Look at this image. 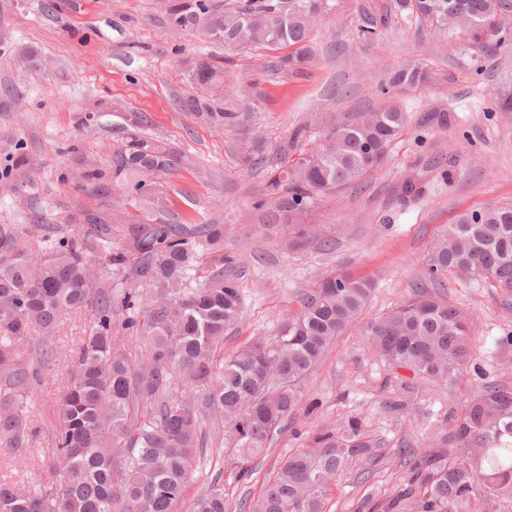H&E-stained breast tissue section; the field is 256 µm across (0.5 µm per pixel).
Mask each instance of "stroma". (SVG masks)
<instances>
[{
	"label": "stroma",
	"instance_id": "35a3bbf8",
	"mask_svg": "<svg viewBox=\"0 0 512 512\" xmlns=\"http://www.w3.org/2000/svg\"><path fill=\"white\" fill-rule=\"evenodd\" d=\"M328 2L312 32L310 63L290 71L277 68L267 49L230 47L201 28L173 31L159 0H0V170L27 161L24 179L0 184L1 230L25 229L26 245L35 248L46 236L91 233L82 214L103 208L113 243H121L134 205H104L70 175L108 165L121 127L138 112L147 118L144 132L180 156L178 168L156 178L166 212L186 224L223 225L225 252L241 260L242 321L226 332L225 350L274 336L280 318L299 312L331 273L375 282L365 313L301 384L303 404L315 411L298 412L274 434L249 479L232 467L237 451L222 443L223 417L204 415L187 505L216 479L229 512H239L242 499L261 494L277 458L301 447L296 432L355 416L382 457L369 482L349 475L331 485L327 512H351L370 489L388 494L400 483L406 467L399 449L428 447L484 385L512 388V292L455 274L440 285L426 276L429 252L459 213L512 205V112L495 106L512 96V0L494 25L448 37L411 24L393 0ZM368 19L377 22L369 37L359 31ZM200 60L223 68L224 106L246 113V123L209 127L180 109L187 96L211 95L187 79L190 63ZM406 64L424 67L430 81L394 92L410 122L383 165L359 187L317 198L305 213L271 222L254 209L268 171L242 169L244 139L262 136L275 151L300 124L319 138L331 119L376 110L380 83ZM436 104L456 117L447 130L417 123ZM410 176L423 181V192L404 199L400 186ZM420 292L463 309L474 330L472 365L445 384L393 367L368 341L371 322ZM90 320L65 319L52 339L57 359L40 383H19L17 375L36 368L41 337L23 342L16 374L0 373V399L26 397L38 419L28 444L0 454V479L51 481L56 407L72 370L70 351Z\"/></svg>",
	"mask_w": 512,
	"mask_h": 512
}]
</instances>
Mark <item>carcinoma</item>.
<instances>
[{
    "label": "carcinoma",
    "instance_id": "carcinoma-1",
    "mask_svg": "<svg viewBox=\"0 0 512 512\" xmlns=\"http://www.w3.org/2000/svg\"><path fill=\"white\" fill-rule=\"evenodd\" d=\"M218 12L209 0H176L166 5L171 26L187 31L203 26L226 44L262 45L280 53L278 67L304 64L316 15L328 0H261L241 6L225 0ZM398 12L427 24L438 36L468 22L494 23L504 0H395ZM191 80L224 86V71L207 62L190 69ZM426 71L405 65L380 84L420 86ZM182 110L206 125L234 127L237 112L220 98L188 96ZM146 118L134 115L121 147L105 168L88 167L74 179L94 185L104 196L116 192L135 206L159 209L161 190L150 177L177 165L176 156L138 133ZM419 125L446 129L452 116L429 107ZM408 124L399 107L384 104L360 122L351 117L311 144L310 129L294 127L281 163L271 171L255 208L274 206L301 213L317 197L359 184L387 158ZM267 143L252 138L241 163L253 170L266 163ZM112 270H134L155 292L134 288L120 298L94 288L86 242L60 237L47 250L22 248L24 231L0 233V370L10 369L21 342L56 333L67 313L85 310L94 319L74 349L73 370L57 408L53 436L54 469L60 479L33 487L0 481V512H176L198 465L203 406L224 417V439L239 449L233 462L239 476L252 475V459L269 447L282 422L297 414L300 382L330 350L336 338L364 313L373 282L341 272L325 277L307 296L301 311L281 318L272 339L256 338L217 355L224 332L242 319L243 296L231 271L239 258L224 253L217 224H183L173 217L136 216L124 241L112 245L105 211L84 216ZM215 265L196 288L184 280L198 250ZM426 273L440 283L449 274L471 276L512 291V206L466 211L449 225L427 257ZM119 328L151 336L149 362L140 364L117 347ZM369 341L392 365L421 380L447 383L470 365L473 351L465 315L455 305L420 293L373 322ZM0 413V444L17 448L34 427L35 411L23 397L6 402ZM437 446L454 443L449 459L419 448L402 451L408 464L396 490L372 493L352 504V512H469L480 499L493 507L512 501V389L486 385L474 394L451 429L437 433ZM380 459L379 443L347 417L306 438L284 455L261 496L244 500L239 512H324L330 485L349 474L366 482ZM191 512H225L224 485L200 489Z\"/></svg>",
    "mask_w": 512,
    "mask_h": 512
}]
</instances>
